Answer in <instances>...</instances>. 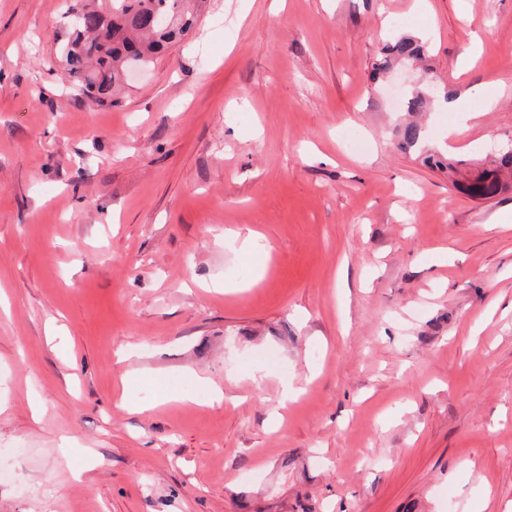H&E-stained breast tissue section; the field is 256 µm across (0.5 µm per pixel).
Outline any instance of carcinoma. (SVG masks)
Returning a JSON list of instances; mask_svg holds the SVG:
<instances>
[{
	"label": "carcinoma",
	"mask_w": 512,
	"mask_h": 512,
	"mask_svg": "<svg viewBox=\"0 0 512 512\" xmlns=\"http://www.w3.org/2000/svg\"><path fill=\"white\" fill-rule=\"evenodd\" d=\"M160 16L168 27L151 30L147 19ZM190 0H73L67 11L64 34L56 36L57 52L73 84L103 105L113 104L127 72L146 67L153 59L180 41L195 26ZM428 42L399 36L386 43L373 64V75L390 69L394 61L420 60L428 55ZM430 96L416 91L407 99L413 119L396 130L397 147L417 152L423 162L440 170L453 168L448 159L434 152L420 151L421 124L415 117L427 111ZM512 178V151L500 150L492 167L476 169L467 178L466 191L478 199L495 196Z\"/></svg>",
	"instance_id": "obj_1"
}]
</instances>
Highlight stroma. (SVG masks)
<instances>
[{
	"label": "stroma",
	"instance_id": "stroma-1",
	"mask_svg": "<svg viewBox=\"0 0 512 512\" xmlns=\"http://www.w3.org/2000/svg\"><path fill=\"white\" fill-rule=\"evenodd\" d=\"M71 2L0 0V512H512V189L400 151L371 78L422 37L475 114L431 148L507 142L512 0H200L104 106ZM428 53L427 41L412 36L396 37L384 45L380 56L374 62V78L389 70L393 61L421 60Z\"/></svg>",
	"mask_w": 512,
	"mask_h": 512
}]
</instances>
